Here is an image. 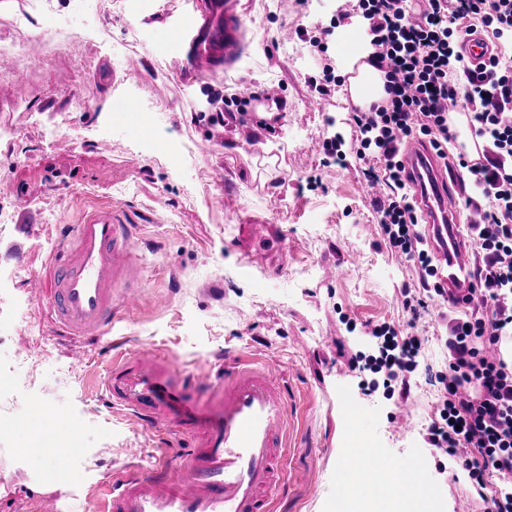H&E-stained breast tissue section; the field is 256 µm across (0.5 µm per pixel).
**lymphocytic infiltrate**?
<instances>
[{
    "label": "lymphocytic infiltrate",
    "instance_id": "1",
    "mask_svg": "<svg viewBox=\"0 0 512 512\" xmlns=\"http://www.w3.org/2000/svg\"><path fill=\"white\" fill-rule=\"evenodd\" d=\"M360 16L366 22L369 65L385 79L387 97L366 111L350 114V149L324 137L322 151L333 161H350L368 183H384V201L375 202L386 246L411 261L419 289L402 287V305L418 321L430 301L446 302L435 284L431 251L417 232L419 216L404 175L400 153L412 139L428 141L447 159L455 135L448 126V104L468 115L482 160L457 154L471 193L466 206L480 222L473 232L475 289L487 306L471 314H442L448 369L436 373L444 396L422 436L439 471L475 490L486 475L499 486L480 499V512H512V366L501 353L512 338V60L493 53L471 64L463 39L477 29L494 39L512 36V0H345L338 21ZM372 353H357L352 367L382 376L387 393L408 384L419 365L420 337L388 323L368 332Z\"/></svg>",
    "mask_w": 512,
    "mask_h": 512
}]
</instances>
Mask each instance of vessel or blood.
Listing matches in <instances>:
<instances>
[{
  "mask_svg": "<svg viewBox=\"0 0 512 512\" xmlns=\"http://www.w3.org/2000/svg\"><path fill=\"white\" fill-rule=\"evenodd\" d=\"M186 46V68L202 58L229 65L240 50L231 0H215L210 15L181 0L171 26ZM414 172L413 199L437 266V283L455 310L473 308L470 260L473 216L448 185L431 149L417 143L402 153ZM137 252L129 225L108 205L89 208L63 225L50 257L52 306L67 335L100 337L119 319L116 297L134 303ZM114 407L130 411L163 435H181L190 449L132 475L116 474L95 512H274L284 494L291 409L280 375L247 354L225 355L224 373L200 386L193 373L143 350L115 358L105 379Z\"/></svg>",
  "mask_w": 512,
  "mask_h": 512,
  "instance_id": "vessel-or-blood-1",
  "label": "vessel or blood"
}]
</instances>
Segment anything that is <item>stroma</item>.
Here are the masks:
<instances>
[{
    "label": "stroma",
    "mask_w": 512,
    "mask_h": 512,
    "mask_svg": "<svg viewBox=\"0 0 512 512\" xmlns=\"http://www.w3.org/2000/svg\"><path fill=\"white\" fill-rule=\"evenodd\" d=\"M235 3L242 49L228 69L201 77L184 75L158 0H0L1 44L57 34L39 56L0 60V153L20 156L0 171V246L17 239L21 208L37 222L25 265L0 260V369L11 373L0 386V512L60 504L91 512L114 469L154 463V434L101 390L114 338L128 352L150 349L200 371L224 351L247 349L287 374L291 431L303 444L288 451V495L276 512H331L339 459L362 464L369 447L390 462L418 463L436 488L425 500L430 512H477L421 446L440 387L422 373L410 380L413 418L399 431L387 418L391 401L364 391L365 373L349 365L368 339L347 322L405 325L398 293L417 278L385 247L365 182L353 169L324 166L311 149L329 131L349 137L352 101L343 85L318 96L308 44L280 32L302 24L320 34L330 0ZM130 68L141 69L139 84L126 81ZM243 80L277 87L285 108L265 129L251 111L213 126L211 94H236ZM19 84L26 99L12 95ZM131 100L146 123L116 117V105ZM49 132L71 152L59 153ZM272 196L281 199L274 213ZM107 202L143 238L140 297L122 307L111 338L70 339L52 324L45 267L59 226ZM159 294L169 297L165 307L154 304ZM416 333L422 365L445 370L436 309ZM346 401L372 420L369 431L349 436ZM44 408L77 437L58 482L48 478L54 455L33 434Z\"/></svg>",
    "instance_id": "1"
}]
</instances>
